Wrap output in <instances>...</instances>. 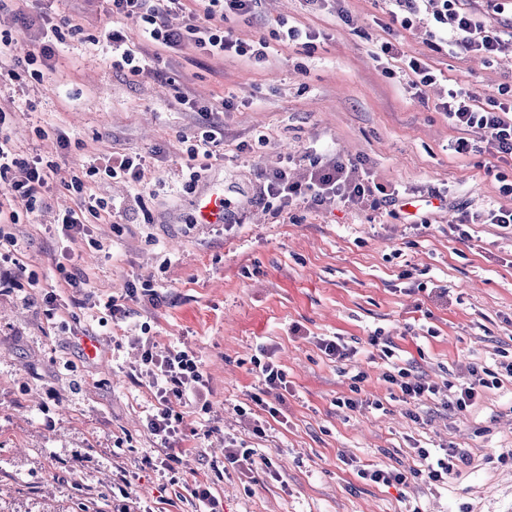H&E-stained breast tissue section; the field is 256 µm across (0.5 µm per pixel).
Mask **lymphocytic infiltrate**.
Instances as JSON below:
<instances>
[{
    "label": "lymphocytic infiltrate",
    "instance_id": "f902f5d3",
    "mask_svg": "<svg viewBox=\"0 0 512 512\" xmlns=\"http://www.w3.org/2000/svg\"><path fill=\"white\" fill-rule=\"evenodd\" d=\"M116 15H138L146 38L153 43L173 47L180 43V32L169 29L166 18L183 10L185 0H111ZM397 9L390 14L391 23L410 28L421 14L429 21L442 43L454 53L473 54L491 60L500 51L504 37L512 38V23L496 25L471 9L461 0H394ZM197 43L216 56L265 58V42L248 44L234 39L223 28H203ZM438 108L449 122L462 133L469 128L486 134L485 150L498 159H512V101H489L478 105L473 95L449 87L446 101ZM49 168L40 160L19 163L12 153L9 137L0 136V223H14L16 207L35 212L43 202L42 191L48 185ZM399 189H386L375 182L363 163L343 161L332 157L314 158L303 179L294 180L287 167H279L260 176V200L278 201L281 208L291 207L300 200L322 206L341 202L357 208H380L398 201ZM137 378L147 380L154 388L158 401L155 414L149 415L147 426L163 447H173L180 440L183 417L181 407L189 401L206 398L203 371L192 352L175 348L156 349L145 343L142 364ZM469 383L451 382L438 387L410 376L407 369L394 367L385 378L398 389L403 401H418L424 395L441 396L444 407L462 413L471 407L488 389L512 381V355L503 356L495 367L476 366L471 370Z\"/></svg>",
    "mask_w": 512,
    "mask_h": 512
}]
</instances>
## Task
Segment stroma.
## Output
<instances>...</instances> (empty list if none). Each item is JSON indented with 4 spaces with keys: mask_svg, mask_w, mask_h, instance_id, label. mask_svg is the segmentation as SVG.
<instances>
[{
    "mask_svg": "<svg viewBox=\"0 0 512 512\" xmlns=\"http://www.w3.org/2000/svg\"><path fill=\"white\" fill-rule=\"evenodd\" d=\"M392 7L259 0L223 22L243 42H267V60L255 63L210 57L190 40L158 49L139 17L113 19L110 0H0V39L18 51L34 47L26 20L63 33L49 65L0 84V133L19 158L55 164L42 208L19 211L6 227L15 244L0 250V512H119L124 472L153 512H191L184 494L195 483L223 512H512V383L451 415L434 398L393 399L384 379L396 364L462 383L470 365L512 351V232L478 224L461 241L449 230L460 207L512 208L485 173L512 181V161L481 153L483 132L459 134L437 108L452 85L482 102L512 87V40L490 63L456 55L426 24L390 26ZM286 24L317 38L284 43ZM114 28L149 72L122 66L105 38ZM387 41L440 72L425 98L400 62L373 60ZM211 121L223 139L190 160ZM461 135L475 152L449 151ZM311 148L364 161L377 182L405 191V204L278 214L256 203L259 173L289 156L292 174L303 173ZM124 154L143 158L139 180L107 175ZM212 188L234 203L233 223H194L197 197ZM438 189L448 192L440 207L429 203ZM85 196L105 207L73 238L60 218ZM415 215L427 225L411 228ZM65 270L89 279L62 287ZM146 282L157 301L100 324L109 297ZM144 336L193 351L208 380V407L182 409L187 453L176 475L139 467L160 450L147 429L156 401L132 380ZM326 336L344 337L355 356L328 360L317 346ZM259 360L287 374L275 418L252 400ZM361 372L364 406L337 407ZM229 438L271 456L276 476L214 470ZM449 446L466 460L447 481L412 477L416 449ZM360 465L408 479L374 484Z\"/></svg>",
    "mask_w": 512,
    "mask_h": 512,
    "instance_id": "stroma-1",
    "label": "stroma"
}]
</instances>
